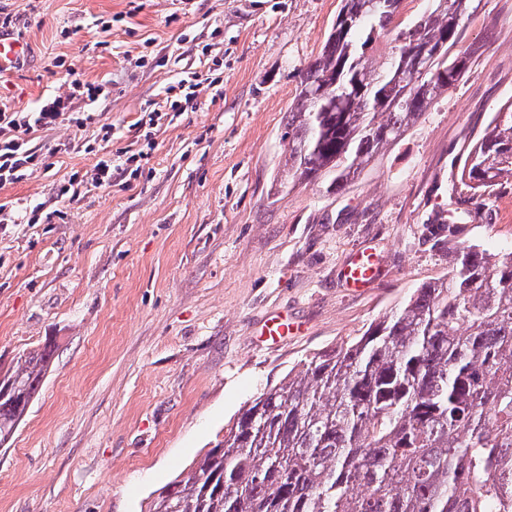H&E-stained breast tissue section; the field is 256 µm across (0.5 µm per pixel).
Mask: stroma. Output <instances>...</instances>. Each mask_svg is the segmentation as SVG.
Wrapping results in <instances>:
<instances>
[{
    "label": "stroma",
    "instance_id": "obj_1",
    "mask_svg": "<svg viewBox=\"0 0 512 512\" xmlns=\"http://www.w3.org/2000/svg\"><path fill=\"white\" fill-rule=\"evenodd\" d=\"M30 53L0 76V105L35 111L73 82L93 123L32 133L45 155L0 204V367L54 340V363L10 446L0 512H146L260 392L306 355L362 335L420 284L447 275L436 210L472 142L512 102V0H480L468 70L344 190L288 175L283 133L300 71L341 0H8ZM213 77L155 128L187 73ZM112 127L102 141L101 125ZM148 150L139 175L58 196L75 170ZM465 239L512 249V178L465 205ZM64 218H56V211ZM370 248L365 291L342 270ZM297 322L272 344L268 319Z\"/></svg>",
    "mask_w": 512,
    "mask_h": 512
}]
</instances>
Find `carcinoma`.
<instances>
[{
    "label": "carcinoma",
    "instance_id": "carcinoma-1",
    "mask_svg": "<svg viewBox=\"0 0 512 512\" xmlns=\"http://www.w3.org/2000/svg\"><path fill=\"white\" fill-rule=\"evenodd\" d=\"M476 0H344L288 112V162L340 191L398 142L467 67L454 51ZM424 58L429 72L418 81ZM512 177V103L459 182ZM457 238L448 276L420 285L361 336L300 360L260 393L149 512H512V251ZM48 340L0 371V446L53 363Z\"/></svg>",
    "mask_w": 512,
    "mask_h": 512
}]
</instances>
